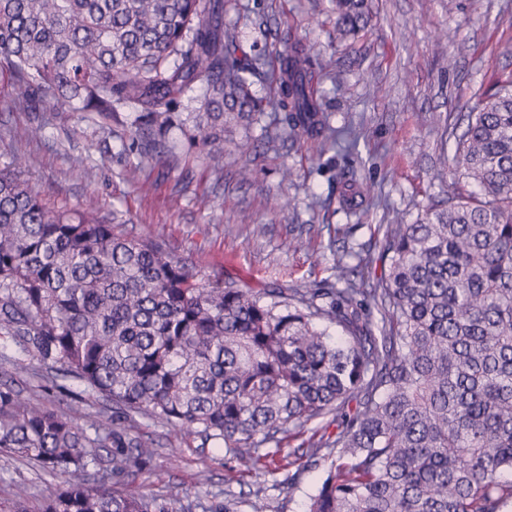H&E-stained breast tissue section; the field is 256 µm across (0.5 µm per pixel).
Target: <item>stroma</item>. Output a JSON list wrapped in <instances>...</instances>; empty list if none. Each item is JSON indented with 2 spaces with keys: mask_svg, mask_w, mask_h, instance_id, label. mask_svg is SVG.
Listing matches in <instances>:
<instances>
[{
  "mask_svg": "<svg viewBox=\"0 0 512 512\" xmlns=\"http://www.w3.org/2000/svg\"><path fill=\"white\" fill-rule=\"evenodd\" d=\"M369 22L356 34L336 32L330 0H224V26L237 30L236 55L264 58L247 81L260 104L248 119L224 128V167H209L196 150L177 146L166 163L128 151L119 123L101 127L83 113L43 124L38 111L0 103V164L20 158L49 208L78 209L94 199L101 216L136 238L164 242L200 277L259 293L270 285L305 288L335 281L336 260L361 244L362 270L375 283L381 224L414 223L431 205L448 203L456 177L455 144L463 115L496 79L512 76V0H368ZM313 46L320 64L313 89L333 126L360 130L358 152L345 158L321 152L316 141L289 134L282 110L267 106L278 56L294 41ZM86 159V171L71 159ZM380 200L346 208L344 177ZM13 344L0 337V381L33 402L62 408L69 381L40 364L12 368ZM135 435L153 448L135 481L141 493L171 502L185 495L218 498L228 512H304L325 477L324 466L274 474L277 488L259 491L243 463L223 449L170 431L149 416L136 419ZM56 477L0 455V512H16V484L36 508Z\"/></svg>",
  "mask_w": 512,
  "mask_h": 512,
  "instance_id": "stroma-1",
  "label": "stroma"
}]
</instances>
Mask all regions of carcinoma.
<instances>
[{
  "label": "carcinoma",
  "mask_w": 512,
  "mask_h": 512,
  "mask_svg": "<svg viewBox=\"0 0 512 512\" xmlns=\"http://www.w3.org/2000/svg\"><path fill=\"white\" fill-rule=\"evenodd\" d=\"M336 32L365 23V0H334ZM221 0H0V98L125 115L131 146L160 164L177 129L223 167L224 118L256 107L232 57ZM313 62L279 56L272 103L291 134L330 147L341 132L307 91ZM207 85L200 111L179 99ZM448 207L387 224L388 272L366 257L336 283L253 294L213 284L154 240L82 210H51L13 160L0 169V335L56 364L129 421L147 415L267 467L284 440L320 420L288 456L330 462L306 512H503L512 504V79L478 96L456 143ZM474 185L476 190L465 188ZM321 318L342 328L333 342ZM355 407H350V404ZM336 426V433L321 434ZM133 426L39 407L0 383V453L62 481L38 512H175L132 491L153 453ZM276 449L262 451L264 443Z\"/></svg>",
  "instance_id": "1"
}]
</instances>
